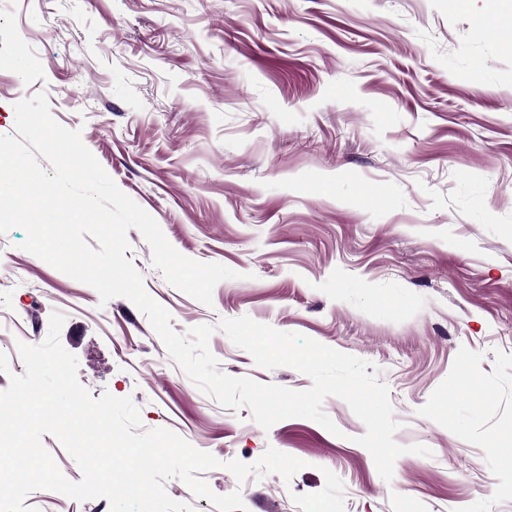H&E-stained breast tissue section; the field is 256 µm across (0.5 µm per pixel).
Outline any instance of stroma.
Listing matches in <instances>:
<instances>
[{
  "label": "stroma",
  "mask_w": 512,
  "mask_h": 512,
  "mask_svg": "<svg viewBox=\"0 0 512 512\" xmlns=\"http://www.w3.org/2000/svg\"><path fill=\"white\" fill-rule=\"evenodd\" d=\"M512 0H0V135L44 93L182 255L236 278L204 305L167 282L129 229L127 258L181 335L213 333L220 371L293 390L219 330L249 316L374 365L392 481L342 399L270 430L199 390L126 298L0 234V350L37 345L52 313L93 398L128 397L220 460L212 491L247 512H512ZM275 448L290 480L237 482L224 462ZM37 512H110L38 490Z\"/></svg>",
  "instance_id": "1"
}]
</instances>
